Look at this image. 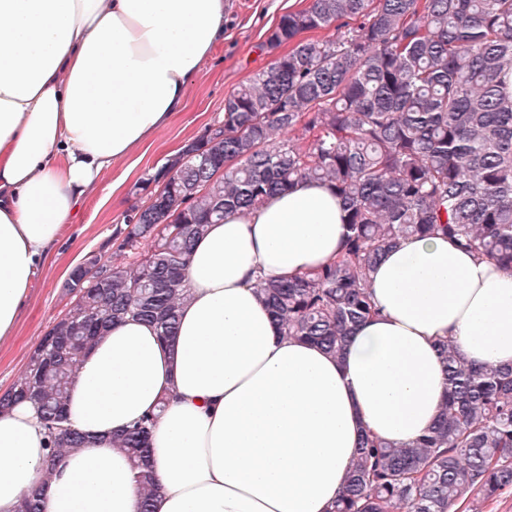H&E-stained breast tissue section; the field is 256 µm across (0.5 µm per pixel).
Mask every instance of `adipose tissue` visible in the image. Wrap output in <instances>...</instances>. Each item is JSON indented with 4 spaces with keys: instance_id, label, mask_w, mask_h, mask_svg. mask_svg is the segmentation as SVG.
<instances>
[{
    "instance_id": "obj_1",
    "label": "adipose tissue",
    "mask_w": 512,
    "mask_h": 512,
    "mask_svg": "<svg viewBox=\"0 0 512 512\" xmlns=\"http://www.w3.org/2000/svg\"><path fill=\"white\" fill-rule=\"evenodd\" d=\"M223 37L224 0H0V344L79 203L184 108ZM346 236L341 201L310 181L210 225L174 340L129 319L82 359L68 412L89 442L55 475L34 404L0 414V512L36 486L42 512H140L112 436L161 402L153 512H329L362 431L404 446L438 417L439 341L475 367L512 364V272L441 235L373 267L378 314L343 358L283 336L257 280L332 264Z\"/></svg>"
}]
</instances>
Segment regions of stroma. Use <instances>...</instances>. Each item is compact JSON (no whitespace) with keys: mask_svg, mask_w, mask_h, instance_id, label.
Listing matches in <instances>:
<instances>
[{"mask_svg":"<svg viewBox=\"0 0 512 512\" xmlns=\"http://www.w3.org/2000/svg\"><path fill=\"white\" fill-rule=\"evenodd\" d=\"M224 39L193 78L187 103L149 145L104 171L73 224L50 247L21 309L14 339L0 346V392L12 386L41 338L71 301L63 285L72 267L92 254L110 255L112 231L144 204L142 181L187 141L221 120L224 98L272 59L266 33L285 13L307 0H226Z\"/></svg>","mask_w":512,"mask_h":512,"instance_id":"stroma-1","label":"stroma"}]
</instances>
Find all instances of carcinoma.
Returning <instances> with one entry per match:
<instances>
[{
    "label": "carcinoma",
    "mask_w": 512,
    "mask_h": 512,
    "mask_svg": "<svg viewBox=\"0 0 512 512\" xmlns=\"http://www.w3.org/2000/svg\"><path fill=\"white\" fill-rule=\"evenodd\" d=\"M336 25L332 40L307 32ZM269 64L224 97L216 134L163 180H143L148 202L112 232V278L86 282L77 319L54 356L31 353L0 393V412L37 405L50 452L45 474L83 445L66 411L79 363L127 319L175 335L190 298L193 243L228 212H247L299 181L341 199L349 233L336 263L263 283L259 296L285 336L343 358L355 328L376 314L370 268L408 236L445 234L512 271V0H308L268 29ZM148 241V249L141 250ZM437 421L395 446L368 432L333 512H458L468 496L512 488V366L476 369L450 340ZM154 416L112 437L137 470L143 512L158 490L147 457Z\"/></svg>",
    "instance_id": "1"
}]
</instances>
